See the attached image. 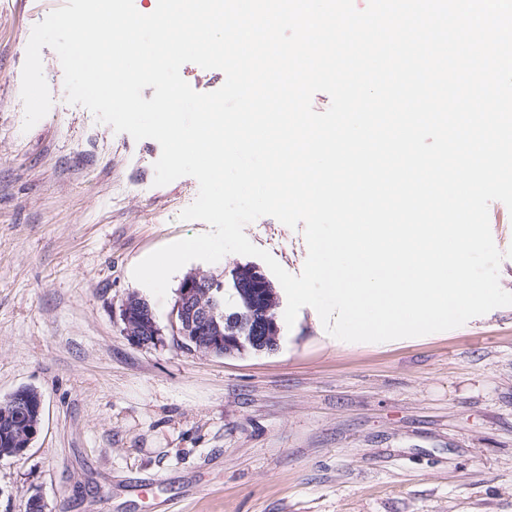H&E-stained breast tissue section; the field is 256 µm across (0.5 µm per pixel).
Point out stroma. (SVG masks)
I'll return each instance as SVG.
<instances>
[{"label": "stroma", "instance_id": "35a3bbf8", "mask_svg": "<svg viewBox=\"0 0 512 512\" xmlns=\"http://www.w3.org/2000/svg\"><path fill=\"white\" fill-rule=\"evenodd\" d=\"M54 0H0V402L42 399L37 436L0 459V512H512V306L392 344L338 345L302 308L272 351L178 347L182 279L220 280L254 256L194 260L164 299L132 271L208 232L180 220L199 185L154 183L161 154L69 103L43 47L52 98L24 129L22 69ZM244 232L289 273L302 229L265 216ZM148 299L162 331L129 342L122 301Z\"/></svg>", "mask_w": 512, "mask_h": 512}]
</instances>
